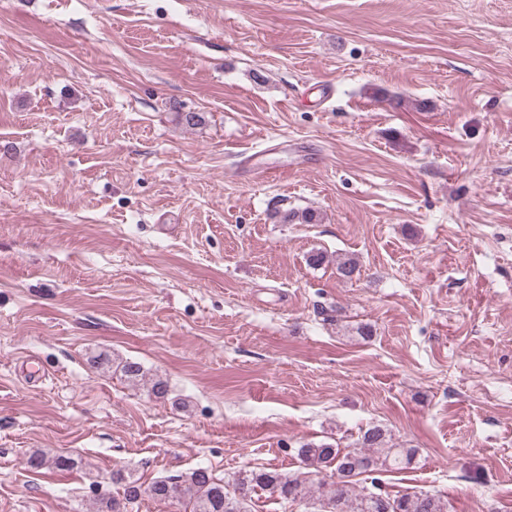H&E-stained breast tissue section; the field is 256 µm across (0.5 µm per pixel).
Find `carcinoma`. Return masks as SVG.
Instances as JSON below:
<instances>
[{"instance_id": "carcinoma-1", "label": "carcinoma", "mask_w": 512, "mask_h": 512, "mask_svg": "<svg viewBox=\"0 0 512 512\" xmlns=\"http://www.w3.org/2000/svg\"><path fill=\"white\" fill-rule=\"evenodd\" d=\"M301 462L331 471L336 480L320 483L317 501L321 512H445L441 497L434 494L392 495L383 490L374 473L387 465L395 469L408 467L414 458L410 448L386 447V432L374 426L367 429L360 446L338 448L329 443H307L298 448ZM32 469L70 470L75 461L64 455L47 458L35 451L27 458ZM371 476L372 488L359 487L353 478ZM112 482L123 488V498L102 500L98 512H127V505L144 495L158 501L181 504L189 512H247L246 500L257 490L268 492L282 502H302L310 490L305 481L277 469L262 468L241 472L227 489L224 480L215 478L203 468L157 480L148 486L131 472L119 469L112 473Z\"/></svg>"}]
</instances>
